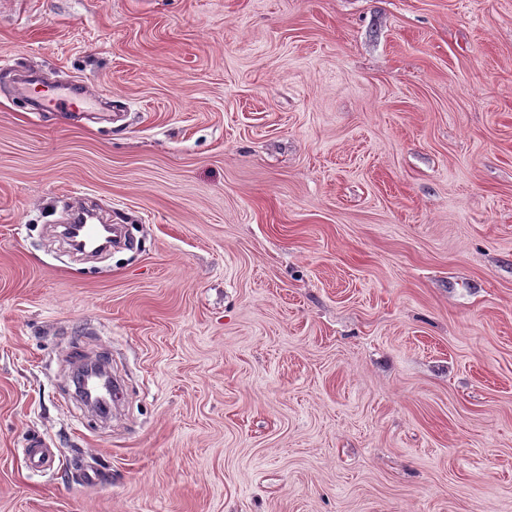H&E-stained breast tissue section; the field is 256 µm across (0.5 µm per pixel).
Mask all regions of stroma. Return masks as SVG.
<instances>
[{
  "mask_svg": "<svg viewBox=\"0 0 512 512\" xmlns=\"http://www.w3.org/2000/svg\"><path fill=\"white\" fill-rule=\"evenodd\" d=\"M0 512H512V0H0ZM39 109L56 112H81L87 97H70L56 86H45L40 91Z\"/></svg>",
  "mask_w": 512,
  "mask_h": 512,
  "instance_id": "35a3bbf8",
  "label": "stroma"
}]
</instances>
